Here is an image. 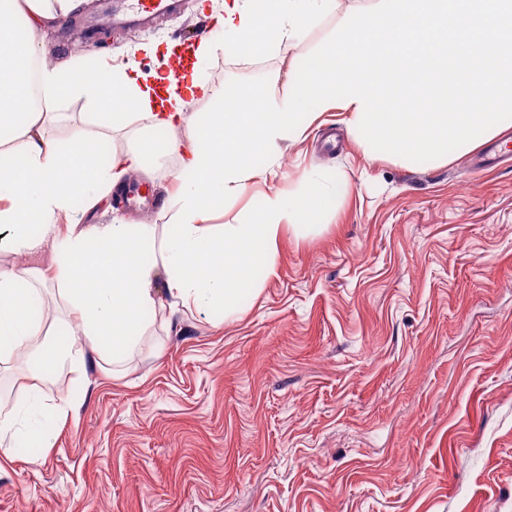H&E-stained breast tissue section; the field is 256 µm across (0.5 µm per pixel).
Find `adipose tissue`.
Listing matches in <instances>:
<instances>
[{
	"label": "adipose tissue",
	"mask_w": 512,
	"mask_h": 512,
	"mask_svg": "<svg viewBox=\"0 0 512 512\" xmlns=\"http://www.w3.org/2000/svg\"><path fill=\"white\" fill-rule=\"evenodd\" d=\"M86 0H0V228L12 244L32 253L53 248L52 274L82 327L81 337L62 332L56 340L33 345L41 328L30 318L47 276L37 269L0 272V352L31 347L41 368H59L93 352L119 362L144 334L143 313L158 304L170 316L195 312L172 278L163 277L161 242L150 224H83L88 212L124 190L126 171L142 167L152 145L130 148L100 164V143L75 132L65 140L47 129L66 123L59 102L83 97L97 103L98 123L106 128L136 122L167 130L162 150L190 165L193 141L186 129L192 107L210 100L215 84L196 67L181 75L147 82L137 63L123 67L77 63L38 67L43 33L82 9ZM335 0H224L218 21L224 40L201 39L194 55L204 59L229 51L255 58L297 41ZM68 226H61V219ZM81 404L74 395L45 404L39 386L18 395L12 415L0 417V432L18 430L38 446L49 444L47 423L65 418Z\"/></svg>",
	"instance_id": "obj_1"
}]
</instances>
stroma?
I'll return each mask as SVG.
<instances>
[{
	"label": "stroma",
	"instance_id": "obj_1",
	"mask_svg": "<svg viewBox=\"0 0 512 512\" xmlns=\"http://www.w3.org/2000/svg\"><path fill=\"white\" fill-rule=\"evenodd\" d=\"M361 0L294 46L199 62L214 84L294 77ZM201 0L123 36L45 31L44 66L155 62L138 47L223 41ZM55 135L133 145L140 126L101 132L84 100ZM274 171L212 224H239L262 195L335 173L345 191L315 227L284 232L274 271L233 316L152 309L124 363L87 354L53 370L50 402L84 392L46 448L0 453V512H512V163L368 161L339 109L316 110ZM176 170L151 160L126 186L151 188L112 216L165 231Z\"/></svg>",
	"mask_w": 512,
	"mask_h": 512
}]
</instances>
